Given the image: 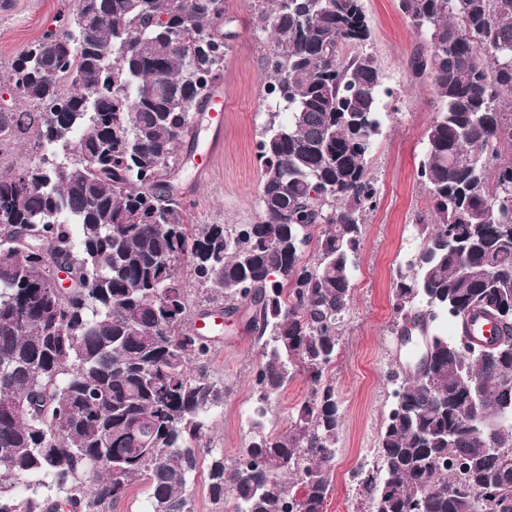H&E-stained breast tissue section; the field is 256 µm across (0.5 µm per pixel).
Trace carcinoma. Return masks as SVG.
<instances>
[{"instance_id":"carcinoma-1","label":"carcinoma","mask_w":512,"mask_h":512,"mask_svg":"<svg viewBox=\"0 0 512 512\" xmlns=\"http://www.w3.org/2000/svg\"><path fill=\"white\" fill-rule=\"evenodd\" d=\"M83 2L0 76L37 105L0 107V155L27 138L74 152L0 176V512H111L141 478L149 512H194L202 464L215 512H324L342 427L326 374L377 204L368 156L391 95L358 51L370 38L361 0H257L254 23L273 33L265 92L288 121L258 142L261 218L239 226L190 223L173 183L224 69L212 58L232 37L224 0ZM398 7L426 39L410 66L439 110L416 170L431 220H417L393 311L421 298L424 319L453 333L427 337L422 373L397 382L382 465L359 470L360 485L388 512H512V344L489 351L463 334L474 312L512 324V0ZM80 17L83 49L67 58L60 39ZM57 261L74 267L66 293L51 288ZM183 263L224 315L251 311L252 436L231 463L209 443L224 387L209 369L217 339L191 326ZM298 374L312 390L275 434L266 416ZM474 377L486 382L476 404ZM491 481L498 495L482 496Z\"/></svg>"}]
</instances>
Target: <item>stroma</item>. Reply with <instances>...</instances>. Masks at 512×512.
<instances>
[{"label": "stroma", "instance_id": "1", "mask_svg": "<svg viewBox=\"0 0 512 512\" xmlns=\"http://www.w3.org/2000/svg\"><path fill=\"white\" fill-rule=\"evenodd\" d=\"M371 36L364 50L372 54L395 92L387 101L384 124L369 156L368 170L379 189L376 208L368 213L358 255L352 298L341 329V350L330 366L343 425L336 445L333 489L324 512H367L356 470L378 458V434L386 419L402 369L405 349L396 332L392 288L396 266L418 244L414 225L427 210L426 195L416 178L425 131L439 104L430 80L410 67L422 51L418 34L399 11L397 0H362ZM77 0H8L0 8V67L53 29L59 14H71ZM253 0H227L235 37L224 59V132L213 172L197 181L184 162L175 179L195 224H254L259 207L260 164L256 143L276 109L264 90L262 58L269 52V32L252 23ZM247 312L227 318L215 345L210 370L223 380L224 405L211 418L213 447L226 458L239 457L250 439L248 416L253 405L251 379L258 348L247 329ZM304 377L291 380L272 404L267 426L281 433L294 407L310 393Z\"/></svg>", "mask_w": 512, "mask_h": 512}]
</instances>
